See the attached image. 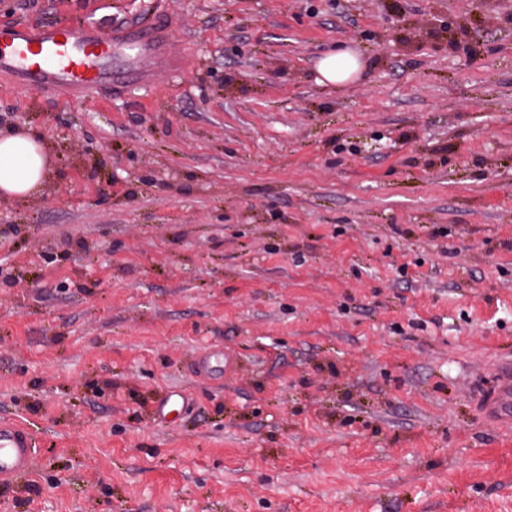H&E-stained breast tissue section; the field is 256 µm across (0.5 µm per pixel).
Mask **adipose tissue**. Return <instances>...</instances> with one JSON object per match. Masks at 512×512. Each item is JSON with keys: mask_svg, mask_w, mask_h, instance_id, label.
I'll list each match as a JSON object with an SVG mask.
<instances>
[{"mask_svg": "<svg viewBox=\"0 0 512 512\" xmlns=\"http://www.w3.org/2000/svg\"><path fill=\"white\" fill-rule=\"evenodd\" d=\"M48 169V155L33 133L0 137V197L17 198L35 194Z\"/></svg>", "mask_w": 512, "mask_h": 512, "instance_id": "ef3b65f1", "label": "adipose tissue"}]
</instances>
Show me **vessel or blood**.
<instances>
[{
  "label": "vessel or blood",
  "instance_id": "b4317fda",
  "mask_svg": "<svg viewBox=\"0 0 512 512\" xmlns=\"http://www.w3.org/2000/svg\"><path fill=\"white\" fill-rule=\"evenodd\" d=\"M171 25L153 18L105 15L76 22L28 24L0 21V76L11 87L73 105L104 91L146 86L162 73L182 69L169 53ZM499 379L488 410L512 417V361L497 366ZM32 433L0 422V483L9 485L31 468Z\"/></svg>",
  "mask_w": 512,
  "mask_h": 512
}]
</instances>
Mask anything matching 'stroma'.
Here are the masks:
<instances>
[{
  "label": "stroma",
  "mask_w": 512,
  "mask_h": 512,
  "mask_svg": "<svg viewBox=\"0 0 512 512\" xmlns=\"http://www.w3.org/2000/svg\"><path fill=\"white\" fill-rule=\"evenodd\" d=\"M101 0H0L39 24ZM180 72L78 108L0 198V512H512V0H112ZM362 64L321 83L326 53ZM191 407L159 424L153 401ZM496 371L499 374L498 384L494 388L488 410L491 414L502 419L512 417V361H502ZM36 446L26 428L0 422V483L9 485L31 468Z\"/></svg>",
  "instance_id": "obj_1"
}]
</instances>
